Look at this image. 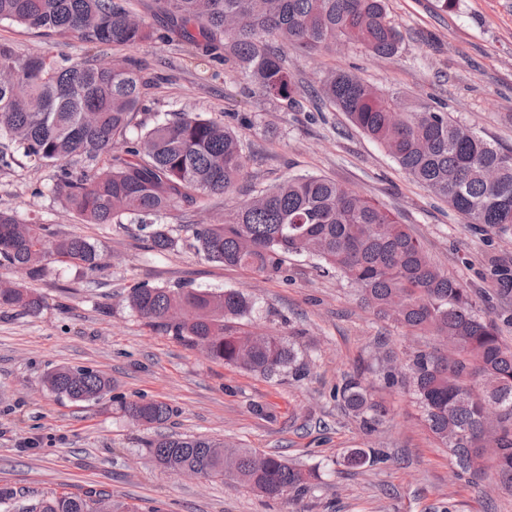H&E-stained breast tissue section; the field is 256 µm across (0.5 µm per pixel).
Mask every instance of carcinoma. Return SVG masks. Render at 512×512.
Returning <instances> with one entry per match:
<instances>
[{
    "mask_svg": "<svg viewBox=\"0 0 512 512\" xmlns=\"http://www.w3.org/2000/svg\"><path fill=\"white\" fill-rule=\"evenodd\" d=\"M180 36L208 60L231 59L263 94L294 100L279 45L334 50L357 44L379 57L397 52L400 35L385 0H156ZM130 0H0V22L72 35L116 49L168 35L138 17ZM26 85L16 96L0 83V168L20 151L54 168V191L67 210L88 224H138L150 247L167 251L175 242L163 218L195 207L206 196L237 191L247 159L233 130L202 112H174L136 135L128 132L148 97L150 84L131 58L51 62L20 55L0 43V65ZM344 112L359 130L383 145L414 181L443 198L470 224L506 235L512 231V151L453 122L428 104L408 106L350 73L333 72L316 91ZM75 157L95 162L76 170ZM192 246L211 262L259 276L284 272L285 258L311 253L325 273L342 276L381 319L411 333L433 337L439 347L412 352L397 367L385 359L369 370L385 385L411 391L424 422L453 457L455 475L481 476L512 488V346L495 321L475 311L468 289L434 266L406 225L381 205L319 175L291 177L224 215L222 224H195ZM110 255L79 235L59 236L37 222L20 223L0 212V267L30 282L50 265L77 270L105 266ZM498 294L512 296V269L499 267ZM127 306L209 358L272 378L286 371L301 378L307 364L290 337L258 333L248 325L254 304L237 291L165 288L140 284ZM41 295L24 286L0 288V308L38 312ZM49 390L75 402L100 401L112 379L89 367L48 372ZM333 397L377 428L386 410L364 386V369L336 385ZM123 414L139 425H161L171 415L163 401H125ZM154 462L178 475L184 470L221 476L262 496L302 498L317 488L316 469L249 448L230 451L199 437L159 434L147 444ZM387 460L379 448H352V468ZM132 512L106 490L44 495L22 500L0 487V512Z\"/></svg>",
    "mask_w": 512,
    "mask_h": 512,
    "instance_id": "1",
    "label": "carcinoma"
}]
</instances>
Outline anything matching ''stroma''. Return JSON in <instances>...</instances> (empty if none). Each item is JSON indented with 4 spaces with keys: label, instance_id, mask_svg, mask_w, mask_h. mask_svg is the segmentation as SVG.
I'll list each match as a JSON object with an SVG mask.
<instances>
[{
    "label": "stroma",
    "instance_id": "35a3bbf8",
    "mask_svg": "<svg viewBox=\"0 0 512 512\" xmlns=\"http://www.w3.org/2000/svg\"><path fill=\"white\" fill-rule=\"evenodd\" d=\"M386 8L402 35L393 56L379 58L357 45L336 52L285 47L300 101L308 102L327 72L347 71L407 103L444 108L453 121L512 151V0H455L445 12L437 0H386ZM0 43L54 62L107 63L114 55L109 47L9 22H0ZM124 53L154 82L135 124H152L169 112L217 117L250 155V176L239 193L171 211L166 224L175 245L159 253L135 225L83 223L54 192L52 168L20 155L0 170V211L84 236L111 257L93 273L52 266L34 284L43 298L37 314L0 310V485L31 497L107 489L128 504L157 505L162 512H441L449 504L456 512H512V491L455 477L447 449L427 432L404 388L367 374L370 390L389 409L370 434L332 395L358 364L372 362L377 340L386 341L400 364L433 338L379 320L346 281L319 275L315 257L292 255L285 275L258 276L207 261L190 247L186 227L221 223L243 200L287 178L327 177L406 224L436 267L476 292L479 314L495 321L510 345L512 298L496 297L491 269L512 266V238L468 224L338 108L298 110L265 96L233 63L210 67L175 32L169 42L145 41ZM137 283L241 292L255 304L256 327L296 332L308 376H256L146 326L122 300ZM61 366L101 371L112 380L109 398L74 402L51 393L43 378ZM121 399L163 401L173 413L154 430L123 416ZM159 431L277 452L319 466L321 483L297 505L222 477L183 479L153 463L147 443ZM371 446L386 452V463H344L349 449Z\"/></svg>",
    "mask_w": 512,
    "mask_h": 512
}]
</instances>
